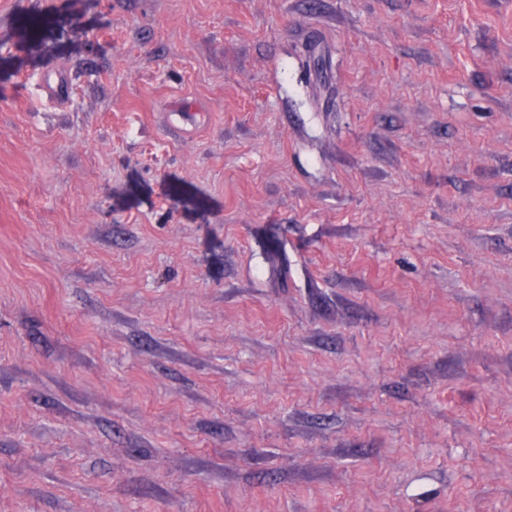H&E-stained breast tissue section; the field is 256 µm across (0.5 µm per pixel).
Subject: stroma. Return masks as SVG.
I'll return each instance as SVG.
<instances>
[{
	"instance_id": "35a3bbf8",
	"label": "stroma",
	"mask_w": 512,
	"mask_h": 512,
	"mask_svg": "<svg viewBox=\"0 0 512 512\" xmlns=\"http://www.w3.org/2000/svg\"><path fill=\"white\" fill-rule=\"evenodd\" d=\"M0 512H512V0H0ZM41 90L49 100L61 106L68 99L69 84L62 72L58 70L54 77L49 75L41 78Z\"/></svg>"
}]
</instances>
